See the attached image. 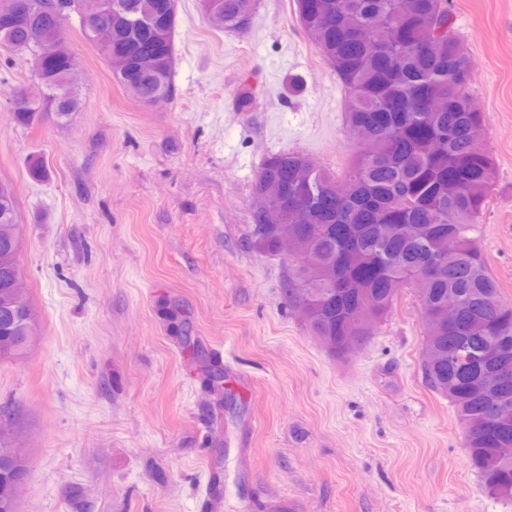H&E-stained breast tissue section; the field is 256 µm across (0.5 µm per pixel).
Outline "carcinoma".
<instances>
[{
    "label": "carcinoma",
    "mask_w": 512,
    "mask_h": 512,
    "mask_svg": "<svg viewBox=\"0 0 512 512\" xmlns=\"http://www.w3.org/2000/svg\"><path fill=\"white\" fill-rule=\"evenodd\" d=\"M92 17L104 33L87 35L107 61L122 55L129 68L116 80L148 103L172 92V34L176 15L160 18L162 42H137V30L99 11L98 0H71ZM125 16L146 21L158 0H123ZM306 14L308 0H294L298 22L346 91L347 126L366 121L343 183L346 195L317 216L320 230L302 258L292 260L298 287L288 289L293 301L308 298L319 307L310 328L336 353L343 336L363 326L362 335L394 306L400 290L418 289L421 310L438 308L448 299L462 306L455 326L425 322L423 369L429 386L448 398L464 429L463 447L487 494L512 501V402L495 412L479 385L486 361L508 353L506 392L512 397V303L487 268L479 229L497 168L483 138L482 113L471 108L470 59L454 29L447 0H413L410 11L400 0H319ZM256 0H202L205 17L230 30L242 28L253 15ZM50 10L31 13L18 23H0V44L35 54L53 41ZM59 64L38 80L40 96L13 110L17 124L38 121L47 103L59 118L80 104L78 60L65 45H56ZM157 54L150 70L138 58ZM300 152L274 154L262 164L254 184L259 192L268 181L288 183V210L281 223L264 224L253 214L251 243L260 253H277L285 228L302 231L291 211L324 195L337 183L320 166L307 167ZM307 169L306 181L294 173ZM412 224L416 234L404 237L400 225ZM458 248L441 257L439 237ZM21 226L11 183L0 181V358L24 355L26 337L37 332L19 264ZM30 473L25 454L0 450V478L17 481L20 493Z\"/></svg>",
    "instance_id": "obj_1"
}]
</instances>
